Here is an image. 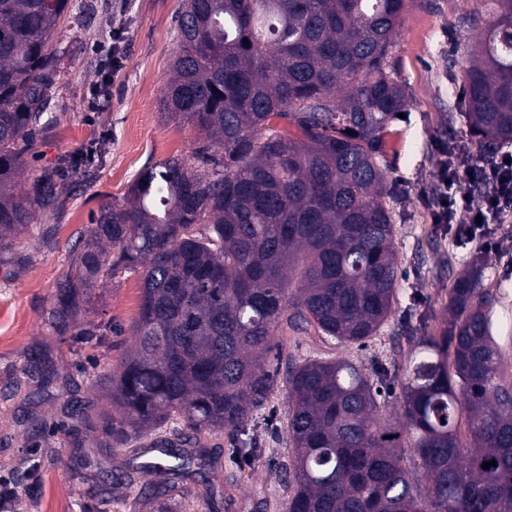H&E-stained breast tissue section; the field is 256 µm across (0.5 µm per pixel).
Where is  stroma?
I'll list each match as a JSON object with an SVG mask.
<instances>
[{
    "mask_svg": "<svg viewBox=\"0 0 512 512\" xmlns=\"http://www.w3.org/2000/svg\"><path fill=\"white\" fill-rule=\"evenodd\" d=\"M477 6V0H430L427 9L406 15L395 39L393 55L411 102L383 140L384 161L400 189L395 245L406 272L394 317L361 349L313 329L288 333L282 359L345 358L370 370L387 362L406 316L423 319L435 334L445 327L448 291L466 269L469 249L455 229L434 222L431 194L438 146L451 137L466 139L465 128L448 112L449 99L459 92L450 76L465 63L464 39L471 30L463 17ZM180 9L181 0H77L57 26L52 47L65 58L52 93L55 122L38 132L25 176L34 180L102 137L110 148L69 179L62 203L38 209L27 233L0 253V475L18 487L16 512H157L160 505L151 492L135 488L103 500L102 476L80 470L81 452L93 451L103 415L112 409L104 380L133 343L129 328L141 299L138 275L104 281L95 290L91 318L112 325L108 336L85 343L73 330L54 329L50 320L56 287L91 213L103 201L121 200L147 166L177 155L191 159L204 140L190 122L161 110ZM106 16L111 26L103 25ZM116 26L124 30L117 47L122 67L109 87L108 105L93 112L91 90L116 49ZM489 227L496 246L484 251V285L495 297L491 316L503 346L504 376L511 379L512 222L493 218ZM75 399L85 407L86 423L69 416ZM265 412L275 431L274 455H261L244 470L225 456L221 469L205 472L176 496L177 512H285L293 486L280 473L291 457L283 393L270 398ZM205 485L215 499L200 498Z\"/></svg>",
    "mask_w": 512,
    "mask_h": 512,
    "instance_id": "35a3bbf8",
    "label": "stroma"
}]
</instances>
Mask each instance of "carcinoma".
<instances>
[{
	"label": "carcinoma",
	"instance_id": "1",
	"mask_svg": "<svg viewBox=\"0 0 512 512\" xmlns=\"http://www.w3.org/2000/svg\"><path fill=\"white\" fill-rule=\"evenodd\" d=\"M468 14L458 112L469 141L448 168L489 162L512 145V0ZM71 0H0V252L34 211L67 192L46 170L29 182L24 155L61 68L49 48ZM417 0H182L165 110L205 134L198 167L171 157L122 200L104 202L56 289L51 323L79 336L109 326L84 317L99 283L137 272L133 348L112 370L104 432L138 444L124 484L251 464L256 416L284 388L293 494L286 512H512V380L492 333L485 256L471 253L448 292L440 335L415 343L401 373L376 377L347 359L270 355L284 328L311 327L365 346L395 313L403 272L388 171L390 124L410 94L391 50ZM283 119L303 138L271 126ZM400 391L401 419L385 414ZM494 461L487 469L483 464Z\"/></svg>",
	"mask_w": 512,
	"mask_h": 512
}]
</instances>
